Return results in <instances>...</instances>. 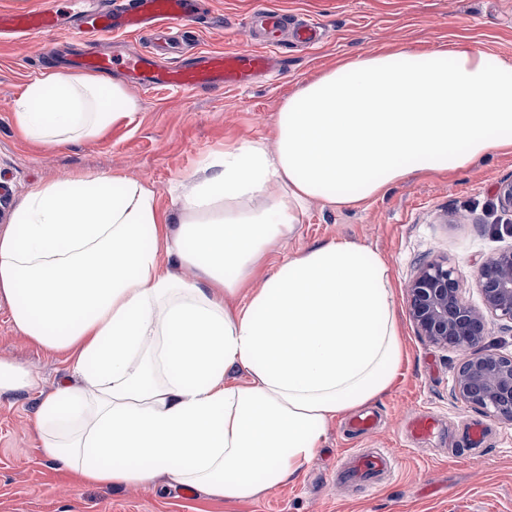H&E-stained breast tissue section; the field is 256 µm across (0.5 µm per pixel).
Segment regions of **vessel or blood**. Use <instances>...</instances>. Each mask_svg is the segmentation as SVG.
I'll return each instance as SVG.
<instances>
[{
    "mask_svg": "<svg viewBox=\"0 0 512 512\" xmlns=\"http://www.w3.org/2000/svg\"><path fill=\"white\" fill-rule=\"evenodd\" d=\"M201 9V0H133L124 7L112 0H95L80 12L73 32L81 39L103 35L169 31L191 21ZM61 17L56 10L38 6L27 10L0 9V37H35L58 30ZM252 34L246 46L227 51L202 50L192 60L176 64L162 61L158 52L116 56L90 50L72 61L74 68L110 73L122 71L132 88L147 93L159 88L178 91L242 88L273 76L282 65L280 49L287 42L312 47L322 40L321 27L306 19L294 32H286L282 15L258 10L247 22ZM396 458L388 451L352 453L341 465L343 478L370 490L382 475L394 473Z\"/></svg>",
    "mask_w": 512,
    "mask_h": 512,
    "instance_id": "1",
    "label": "vessel or blood"
}]
</instances>
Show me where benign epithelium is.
I'll return each instance as SVG.
<instances>
[{
    "instance_id": "7a95c632",
    "label": "benign epithelium",
    "mask_w": 512,
    "mask_h": 512,
    "mask_svg": "<svg viewBox=\"0 0 512 512\" xmlns=\"http://www.w3.org/2000/svg\"><path fill=\"white\" fill-rule=\"evenodd\" d=\"M477 280L481 304L472 306L461 297L456 268L440 260L427 262L408 283L409 315L430 342L469 351L454 379L456 395L512 423V355L485 345L488 318L512 329V248L485 260Z\"/></svg>"
}]
</instances>
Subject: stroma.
Returning a JSON list of instances; mask_svg holds the SVG:
<instances>
[{"mask_svg": "<svg viewBox=\"0 0 512 512\" xmlns=\"http://www.w3.org/2000/svg\"><path fill=\"white\" fill-rule=\"evenodd\" d=\"M197 23L194 50L224 51L245 44L253 10L314 18L325 29L312 49H286L284 71L246 88L205 92L159 90L138 94L132 119L113 124L91 142L36 147L19 134L13 105L24 86L53 68L48 53L69 41L67 29L17 45L0 39V229L33 188L69 176L121 173L152 185L161 207L174 211L171 189L187 180L206 156L242 141L273 146L280 109L289 94L340 60L401 47L426 52L463 41L512 59V0H209ZM512 180V152L494 153L453 174L414 176L358 208L337 210L315 201L302 224L269 255L270 267L332 240L367 246L387 263L407 359L390 390L370 403L382 418L377 434L348 428V415L332 420L320 454L287 483L245 501H211L198 493L157 486L80 484L38 449L34 408L39 395L69 375L64 355L34 347L14 328L0 302V359L16 363L37 390L0 396V512H512V423L456 399L462 350L420 336L407 305V284L419 266L447 260L459 273L463 299L480 305L477 269L512 247L499 222L512 212L497 197ZM423 413L437 430L414 441L409 422ZM476 420L489 428L485 448L464 446L459 427ZM348 448L388 449L394 476L372 493L336 477V455Z\"/></svg>", "mask_w": 512, "mask_h": 512, "instance_id": "1", "label": "stroma"}]
</instances>
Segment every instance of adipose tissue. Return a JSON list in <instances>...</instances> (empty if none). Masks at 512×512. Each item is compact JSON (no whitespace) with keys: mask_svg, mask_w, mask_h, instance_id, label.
<instances>
[{"mask_svg":"<svg viewBox=\"0 0 512 512\" xmlns=\"http://www.w3.org/2000/svg\"><path fill=\"white\" fill-rule=\"evenodd\" d=\"M138 109L112 77L52 70L25 87L14 120L29 143L64 145ZM503 150L512 59L456 42L350 57L302 85L274 148L245 141L206 158L177 215L119 174L29 192L0 231V300L21 335L71 363L35 406L42 453L92 485L164 478L217 500L287 481L331 420L397 376L390 270L366 246L330 241L245 303L236 295L311 202L356 207Z\"/></svg>","mask_w":512,"mask_h":512,"instance_id":"1","label":"adipose tissue"}]
</instances>
